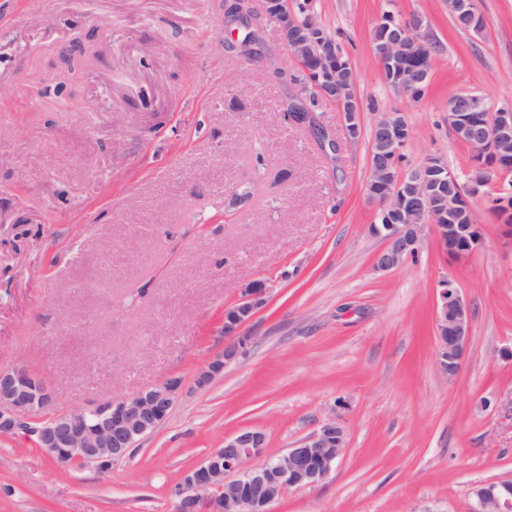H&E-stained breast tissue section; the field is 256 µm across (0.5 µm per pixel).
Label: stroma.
<instances>
[{
    "instance_id": "35a3bbf8",
    "label": "stroma",
    "mask_w": 512,
    "mask_h": 512,
    "mask_svg": "<svg viewBox=\"0 0 512 512\" xmlns=\"http://www.w3.org/2000/svg\"><path fill=\"white\" fill-rule=\"evenodd\" d=\"M315 0L377 102L350 140L335 105L288 123L274 31L267 64L226 55L224 0H0V367L21 365L76 410L179 377L167 420L101 472L0 437V512H176L185 471L243 429L285 452L330 410L344 453L272 512H469L471 488L512 479V249L485 196L467 259L424 230L388 272L371 232L370 128L402 112L404 169L439 157L466 178L448 98L512 104V0ZM423 18L440 45L418 101L373 50L384 13ZM466 298L472 343L454 381L436 368V286ZM266 300L250 341L205 389L224 314L248 282Z\"/></svg>"
}]
</instances>
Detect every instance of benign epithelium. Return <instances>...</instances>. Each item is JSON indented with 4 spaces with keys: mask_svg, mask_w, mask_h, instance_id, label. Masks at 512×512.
<instances>
[{
    "mask_svg": "<svg viewBox=\"0 0 512 512\" xmlns=\"http://www.w3.org/2000/svg\"><path fill=\"white\" fill-rule=\"evenodd\" d=\"M235 12L224 17V26L236 25L244 18L256 23L250 0H234ZM422 26L400 24L391 41L378 48L380 63L392 65L393 60L419 44ZM305 52L321 61L328 71L336 64V45L324 38L304 40ZM476 106L473 98L462 95L452 103L448 127L460 131L474 147V153L485 155L495 144L512 141V110L491 109L484 121L472 125L463 116ZM344 130L354 138L361 128V106L357 98L350 100L343 113ZM395 112H386L373 127V137L383 150H396ZM512 169V159L504 157L478 182L468 185L473 193L492 184V176ZM431 181L429 173L408 172L398 176L399 194L384 199L386 209H407L404 224L385 226V247L377 252L374 268L388 272L415 255L427 218L435 215L438 202L424 191ZM434 224L443 252L451 260L466 258L480 241L477 224ZM266 283L253 280L242 289L233 314L224 318V335L232 341L224 353L213 358L199 372L195 384L207 386L224 371L227 361L244 348L249 337L240 328L251 320L263 305ZM434 335L437 367L448 381L461 370L470 344V314L465 297L449 278L439 281L434 309ZM182 388V380L174 377L166 382L144 388L132 396L111 398L90 408L60 411L48 417L43 413L54 403V393L39 378L22 367L0 368V435L19 431L34 443L70 463L107 470L127 456L141 440L155 432L167 419ZM265 434L244 429L224 440V447L209 454L185 476L179 491L178 512H193L203 503L210 512H271V505L289 490L313 486L325 480L336 460L347 447V431L343 421L331 413L307 436L277 457L255 463L263 455ZM473 505L469 512H512V479L482 483L472 489Z\"/></svg>",
    "mask_w": 512,
    "mask_h": 512,
    "instance_id": "7a95c632",
    "label": "benign epithelium"
}]
</instances>
